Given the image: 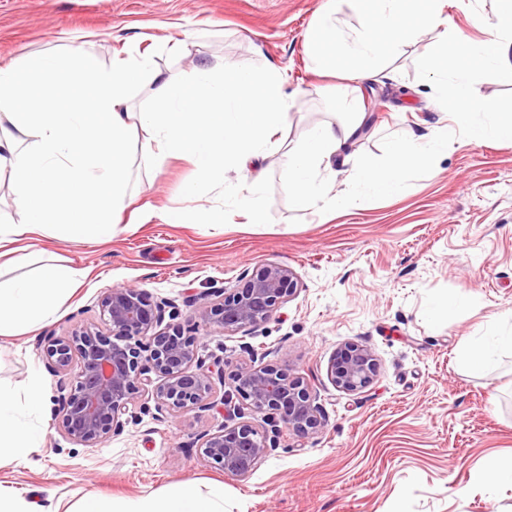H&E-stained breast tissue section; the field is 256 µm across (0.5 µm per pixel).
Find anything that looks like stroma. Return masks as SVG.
<instances>
[{"instance_id":"obj_1","label":"stroma","mask_w":512,"mask_h":512,"mask_svg":"<svg viewBox=\"0 0 512 512\" xmlns=\"http://www.w3.org/2000/svg\"><path fill=\"white\" fill-rule=\"evenodd\" d=\"M328 0H0V58H21L81 46L103 67L116 57L151 56L164 77L187 80L194 67L228 75L240 69L281 70L295 95L281 131L300 143L314 125L345 108L343 74L314 73L305 31ZM495 0H447L449 32L473 40L472 13H492ZM438 32L409 40L377 80L358 92L366 122L349 153L383 158L395 139L432 132L445 114L424 61ZM450 146L428 169L406 175L403 193L372 198L324 220L297 208L280 155L261 160L267 223L240 216L224 186L243 175L200 182L194 165L173 159L161 170L132 160L134 207L198 202L225 212L223 223H131L123 213L111 240L76 244L51 236L24 240L26 259L0 269L8 281L36 274L41 251L85 270L62 315L35 332L0 335V388L39 373L44 408L27 415L39 433L28 463L0 458V488L59 512H79L86 495L122 506L164 497L179 481L201 492L224 489V512H512V482L475 484L472 472L512 465V352L492 373L461 363L462 346L512 310V145ZM264 264L290 268L297 290L250 339L197 336L200 360L240 365L252 353L309 378L325 426L280 445L250 475L232 477L198 455L203 435L224 422L213 410L171 413L139 397L123 430L96 448L66 440L54 425L58 373L39 356L43 336H64L99 324L107 289L136 283L191 325L194 300L220 294ZM461 298L459 308L429 318L430 303ZM377 360L366 388L339 391L330 358L347 343Z\"/></svg>"}]
</instances>
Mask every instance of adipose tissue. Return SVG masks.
<instances>
[{"label":"adipose tissue","mask_w":512,"mask_h":512,"mask_svg":"<svg viewBox=\"0 0 512 512\" xmlns=\"http://www.w3.org/2000/svg\"><path fill=\"white\" fill-rule=\"evenodd\" d=\"M496 2L492 14L473 17L474 25L486 34L483 41L455 37L453 50L436 48L425 67L449 119L469 142L512 145V113L473 90L479 68L512 82V0ZM443 4L444 0H333L306 32L310 60L320 72L340 70L351 79L375 76L408 39L447 28ZM346 10L356 23L344 31L337 25V15ZM452 52L458 57L453 66L448 63ZM63 70L74 71L81 86L64 104L54 83ZM23 71L33 74V81H22ZM144 78L156 84L154 107L136 114L128 106V93ZM292 105L283 76L273 70L236 71L220 79L200 66L182 83L161 78L148 57L132 62L115 58L107 71L77 47L65 57L33 54L19 63L0 61V176L8 175L15 204L25 216L18 224H0V244L50 228L72 242L111 235L125 207L135 151L156 168L171 158L190 159L206 180L246 169L279 148L296 206L325 214L399 193L406 171L427 166L448 147L444 131L397 139L389 144L385 159H354L342 174L333 161L358 139L365 113L351 108L338 121L315 125L302 143L286 149L276 135ZM480 112L489 116V123L476 122ZM136 126L148 133L137 147L131 143ZM228 191L249 223H266L260 177L229 186ZM83 276L82 270L49 254L36 277L0 282V335L55 317L63 298ZM506 346L512 348V330H499L470 340L462 358L468 370L486 375L497 351ZM42 402L35 376L29 378L23 400L0 390V454L28 462L38 433L20 415L39 412ZM223 498L221 492L205 496L193 484L180 483L166 498H141L126 512H223Z\"/></svg>","instance_id":"1"}]
</instances>
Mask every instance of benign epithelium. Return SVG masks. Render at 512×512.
<instances>
[{
	"instance_id": "7a95c632",
	"label": "benign epithelium",
	"mask_w": 512,
	"mask_h": 512,
	"mask_svg": "<svg viewBox=\"0 0 512 512\" xmlns=\"http://www.w3.org/2000/svg\"><path fill=\"white\" fill-rule=\"evenodd\" d=\"M287 267L261 265L244 274L222 298L199 304L193 330L177 316L165 315L144 288L130 284L108 289L98 307L105 330L80 325L65 336H45L40 354L55 372L70 378L59 383V429L67 440L95 448L123 426L122 417L135 398L145 396L160 408L179 413L220 407L224 424L203 436L201 457L226 475L254 471L286 430L298 438L318 432L324 414L307 379L276 363L245 364L233 373L234 392L213 400L224 383V359L199 360L195 334L244 332L251 335L269 322L296 291ZM372 351L348 343L333 353L330 378L352 393L373 379ZM265 415L270 431L244 420L245 410Z\"/></svg>"
}]
</instances>
